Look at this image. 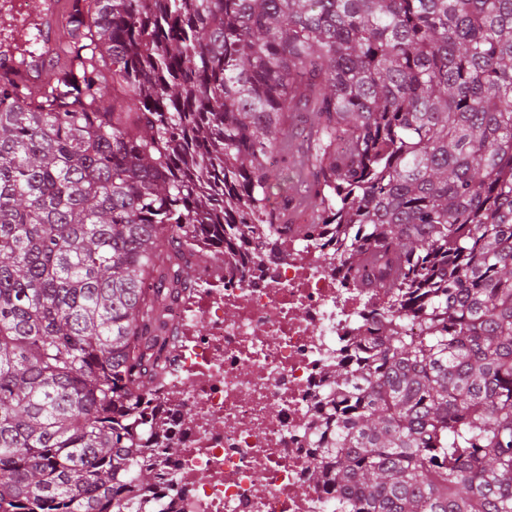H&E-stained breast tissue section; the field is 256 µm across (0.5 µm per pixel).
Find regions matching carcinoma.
<instances>
[{
	"mask_svg": "<svg viewBox=\"0 0 512 512\" xmlns=\"http://www.w3.org/2000/svg\"><path fill=\"white\" fill-rule=\"evenodd\" d=\"M66 26L42 94L0 75V512H163L171 299L251 263L255 224L331 249L378 317L325 369L329 512H512V0H72ZM301 111L295 226L270 199Z\"/></svg>",
	"mask_w": 512,
	"mask_h": 512,
	"instance_id": "carcinoma-1",
	"label": "carcinoma"
}]
</instances>
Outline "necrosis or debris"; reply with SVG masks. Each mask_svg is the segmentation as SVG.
<instances>
[{
	"label": "necrosis or debris",
	"instance_id": "4bbe7bcc",
	"mask_svg": "<svg viewBox=\"0 0 512 512\" xmlns=\"http://www.w3.org/2000/svg\"><path fill=\"white\" fill-rule=\"evenodd\" d=\"M247 248L245 271L207 269L171 305L181 344L151 401L177 466L154 489L170 512H323L324 487L307 479L322 367L369 332L370 313L323 250L273 253L257 234Z\"/></svg>",
	"mask_w": 512,
	"mask_h": 512
}]
</instances>
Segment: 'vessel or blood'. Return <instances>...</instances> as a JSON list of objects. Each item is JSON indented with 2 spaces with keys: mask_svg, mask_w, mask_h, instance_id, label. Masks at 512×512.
I'll list each match as a JSON object with an SVG mask.
<instances>
[{
  "mask_svg": "<svg viewBox=\"0 0 512 512\" xmlns=\"http://www.w3.org/2000/svg\"><path fill=\"white\" fill-rule=\"evenodd\" d=\"M10 33L0 34V74L31 92L46 88L51 72L65 61L66 19L69 0H5ZM36 28L40 50L26 52L22 41Z\"/></svg>",
  "mask_w": 512,
  "mask_h": 512,
  "instance_id": "b4317fda",
  "label": "vessel or blood"
}]
</instances>
